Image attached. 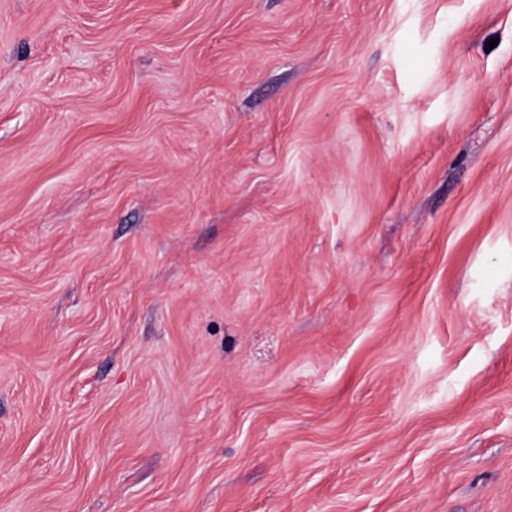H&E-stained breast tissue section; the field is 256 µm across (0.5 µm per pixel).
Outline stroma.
Segmentation results:
<instances>
[{
	"mask_svg": "<svg viewBox=\"0 0 512 512\" xmlns=\"http://www.w3.org/2000/svg\"><path fill=\"white\" fill-rule=\"evenodd\" d=\"M0 512H512V0H0Z\"/></svg>",
	"mask_w": 512,
	"mask_h": 512,
	"instance_id": "obj_1",
	"label": "stroma"
}]
</instances>
